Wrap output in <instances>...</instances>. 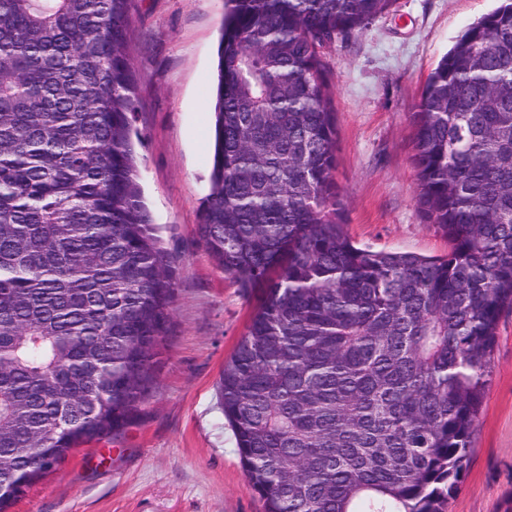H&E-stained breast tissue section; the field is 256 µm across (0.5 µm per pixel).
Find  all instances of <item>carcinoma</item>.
Returning <instances> with one entry per match:
<instances>
[{
    "instance_id": "carcinoma-1",
    "label": "carcinoma",
    "mask_w": 512,
    "mask_h": 512,
    "mask_svg": "<svg viewBox=\"0 0 512 512\" xmlns=\"http://www.w3.org/2000/svg\"><path fill=\"white\" fill-rule=\"evenodd\" d=\"M392 0H224L197 234L260 305L218 403L264 512H444L512 309V0L412 112L443 256L345 232L323 50ZM136 0H0V485L117 436L155 388L175 259L133 148Z\"/></svg>"
}]
</instances>
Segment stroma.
<instances>
[{
  "label": "stroma",
  "instance_id": "1",
  "mask_svg": "<svg viewBox=\"0 0 512 512\" xmlns=\"http://www.w3.org/2000/svg\"><path fill=\"white\" fill-rule=\"evenodd\" d=\"M498 0H394L324 61L336 110V185L356 246L441 255L417 204L411 113L455 37ZM224 0H137L135 141L145 201L177 260L157 390L127 431L76 449L8 512H262L217 399L258 292L242 293L197 236L209 192ZM466 476L447 512H512V309L497 324L490 384Z\"/></svg>",
  "mask_w": 512,
  "mask_h": 512
}]
</instances>
